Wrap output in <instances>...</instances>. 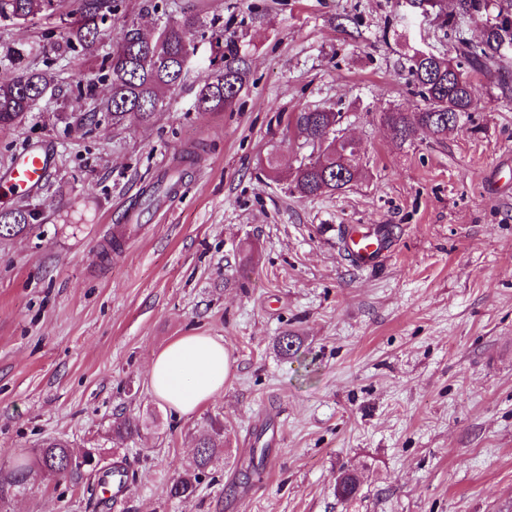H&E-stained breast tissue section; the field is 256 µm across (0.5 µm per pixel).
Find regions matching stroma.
<instances>
[{
	"instance_id": "obj_1",
	"label": "stroma",
	"mask_w": 512,
	"mask_h": 512,
	"mask_svg": "<svg viewBox=\"0 0 512 512\" xmlns=\"http://www.w3.org/2000/svg\"><path fill=\"white\" fill-rule=\"evenodd\" d=\"M184 8L204 21L184 79L131 129L79 123L109 89L100 56L61 58L67 21L0 20V82L16 48L56 76L38 109L0 130V174L31 145L54 157L38 191L0 189V210L41 213L0 239V466L49 438L94 456L79 476L31 478L7 512H512V57L472 73L477 108L446 139L400 145L382 113L421 105L401 0H120L112 33L128 21L153 32ZM450 9L413 29L445 57L458 54ZM218 29L246 80L233 108L200 112ZM328 106L359 142L361 175L302 198L290 186L311 149L286 118ZM166 168L182 176L171 209L111 248ZM377 224L390 250L357 268L340 232ZM192 332L223 340L230 370L180 417L148 368ZM286 332L298 356L277 352ZM123 418L141 422L139 437L113 434ZM215 418L223 459L194 499H169ZM104 467L124 469L123 499L87 493ZM347 469L360 487L343 500Z\"/></svg>"
}]
</instances>
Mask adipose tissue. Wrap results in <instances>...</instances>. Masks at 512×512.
<instances>
[{"label": "adipose tissue", "mask_w": 512, "mask_h": 512, "mask_svg": "<svg viewBox=\"0 0 512 512\" xmlns=\"http://www.w3.org/2000/svg\"><path fill=\"white\" fill-rule=\"evenodd\" d=\"M229 354L223 342L200 333L177 337L152 360L153 393L182 416L194 414L224 389Z\"/></svg>", "instance_id": "1"}]
</instances>
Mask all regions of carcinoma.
Returning a JSON list of instances; mask_svg holds the SVG:
<instances>
[{
    "label": "carcinoma",
    "mask_w": 512,
    "mask_h": 512,
    "mask_svg": "<svg viewBox=\"0 0 512 512\" xmlns=\"http://www.w3.org/2000/svg\"><path fill=\"white\" fill-rule=\"evenodd\" d=\"M440 6L439 0H416L415 7L398 18L401 27L414 94L422 101L415 112H385L382 121L400 144L426 132L441 139L448 134V115L468 116L475 109V87L463 70L482 71L512 55V0H452L448 27L459 44V59L439 56L411 42L412 16ZM112 0H0V19L27 20L36 15L55 16L61 11L72 18L70 37L85 52H92L109 36L105 27L106 14L112 12ZM482 23L478 43L463 35V25L471 21ZM203 25L200 17L183 12L169 18L160 28V37L151 38L131 22L125 26L112 51L104 59L110 78V93L106 112L112 125H131L149 121L162 104V94L175 89L182 81L190 54V37ZM224 32H215L216 48L222 50L223 66L201 85L196 107L201 112L232 108L244 85L243 60L233 51H224ZM23 53L16 52L15 76L0 83V129L15 126L38 108L53 82L44 71L30 70L22 65ZM287 125L295 128L303 144L312 146L311 158L299 165L294 174L293 190L302 197L312 198L341 192L358 177L353 165L354 149L321 148L327 134L335 130L336 111L303 109L287 117ZM40 219L39 212L22 204L0 211V238L24 233ZM276 347L282 355L294 356L300 342L295 336H280ZM112 432L133 439L140 434L136 420L114 422ZM224 456L223 427L214 422L211 431L197 440L195 467L173 480L167 488L169 498L186 501L197 493L201 473ZM91 455L78 460L67 443L52 440L42 445L36 463L44 464L51 474L66 476L90 463ZM32 467L18 463L11 469H0V505L8 503L26 485ZM358 491V479L353 473L344 475L337 484L338 495L347 500Z\"/></svg>",
    "instance_id": "carcinoma-1"
}]
</instances>
